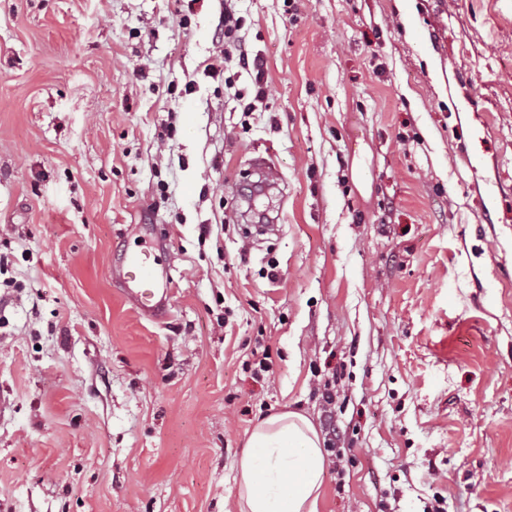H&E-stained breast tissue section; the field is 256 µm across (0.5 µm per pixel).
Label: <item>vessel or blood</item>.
Wrapping results in <instances>:
<instances>
[{"label": "vessel or blood", "instance_id": "1", "mask_svg": "<svg viewBox=\"0 0 512 512\" xmlns=\"http://www.w3.org/2000/svg\"><path fill=\"white\" fill-rule=\"evenodd\" d=\"M112 276L124 285L127 300L142 314L157 316L165 311L171 297L170 282L158 270L153 251L124 255L114 264Z\"/></svg>", "mask_w": 512, "mask_h": 512}]
</instances>
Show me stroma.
Returning a JSON list of instances; mask_svg holds the SVG:
<instances>
[{"instance_id":"35a3bbf8","label":"stroma","mask_w":512,"mask_h":512,"mask_svg":"<svg viewBox=\"0 0 512 512\" xmlns=\"http://www.w3.org/2000/svg\"><path fill=\"white\" fill-rule=\"evenodd\" d=\"M285 408L318 512H512V0H0V512H236ZM240 29L239 18H235L230 10L224 8V50L220 51V62L224 66V71L234 61V53H238L237 60L241 67H249L248 56L241 49V37L238 35ZM112 276L127 287L123 288L127 300L142 314L158 316L167 308L170 282L168 276L158 270L153 251L125 254L113 265Z\"/></svg>"}]
</instances>
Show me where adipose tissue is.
<instances>
[{"label": "adipose tissue", "mask_w": 512, "mask_h": 512, "mask_svg": "<svg viewBox=\"0 0 512 512\" xmlns=\"http://www.w3.org/2000/svg\"><path fill=\"white\" fill-rule=\"evenodd\" d=\"M325 464L308 417L283 411L260 419L238 463L239 512H318Z\"/></svg>", "instance_id": "ef3b65f1"}]
</instances>
